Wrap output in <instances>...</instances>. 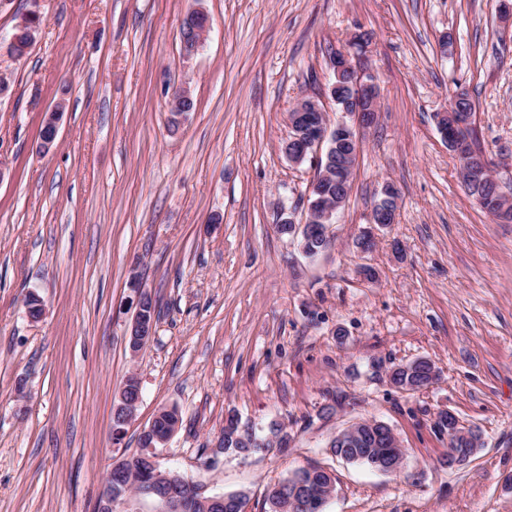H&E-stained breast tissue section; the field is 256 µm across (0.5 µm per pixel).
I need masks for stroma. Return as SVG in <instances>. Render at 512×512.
Instances as JSON below:
<instances>
[{
	"label": "stroma",
	"mask_w": 512,
	"mask_h": 512,
	"mask_svg": "<svg viewBox=\"0 0 512 512\" xmlns=\"http://www.w3.org/2000/svg\"><path fill=\"white\" fill-rule=\"evenodd\" d=\"M500 0H0V512H95L112 459L138 449L154 413L181 422L162 467L204 494L241 492L268 512L295 471H330L325 512H512V223L468 195L435 120L467 91L473 138L512 194V23ZM44 23L12 57L14 26ZM211 29L194 50L185 16ZM377 77L344 207L320 254L278 226L307 214L316 164L284 153L298 102L323 103L329 54L353 33ZM187 87L194 109L171 125ZM62 105L57 140L36 150ZM396 221L370 224L384 183ZM372 230L371 251L356 247ZM159 317L138 355L127 330L131 277ZM45 304L40 320L23 305ZM437 377L405 392L398 365ZM142 400L121 447L118 392ZM480 439L448 467L443 411ZM286 447L218 452L229 414ZM376 420L403 453L386 474L334 455L352 424ZM403 367L404 366L397 367L396 369H394L392 371V378H393V381L398 385L397 387L401 388L402 390H406L405 386L409 383L416 382L418 385L415 389L406 390V391H415V390L427 385L426 383H421L419 381L424 376H426V378H428V375H427L428 373L434 372V367L431 363L430 364L425 363V364H422V367L416 368L415 374L407 373L405 370H403Z\"/></svg>",
	"instance_id": "1"
}]
</instances>
